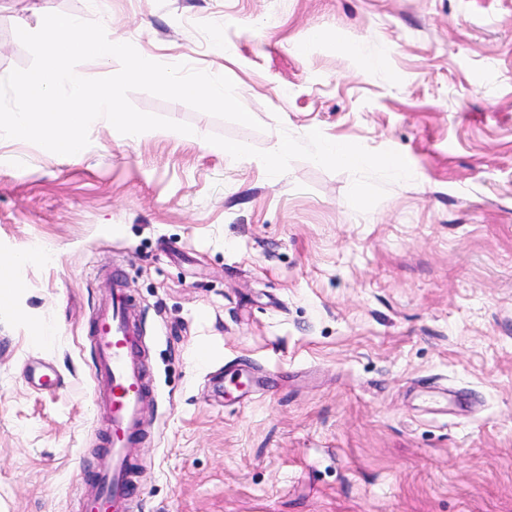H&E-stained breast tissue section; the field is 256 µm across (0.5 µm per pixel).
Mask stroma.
<instances>
[{
	"instance_id": "stroma-1",
	"label": "stroma",
	"mask_w": 512,
	"mask_h": 512,
	"mask_svg": "<svg viewBox=\"0 0 512 512\" xmlns=\"http://www.w3.org/2000/svg\"><path fill=\"white\" fill-rule=\"evenodd\" d=\"M53 12L228 76L262 128L135 91L193 134L0 141V512H81L117 274L154 390L137 512H512V0H0V78ZM34 243L55 261L11 265ZM319 160L337 161L352 166H363L376 162L375 158L361 153L353 144L347 142H326L318 155Z\"/></svg>"
}]
</instances>
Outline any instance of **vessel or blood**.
Listing matches in <instances>:
<instances>
[{
    "label": "vessel or blood",
    "mask_w": 512,
    "mask_h": 512,
    "mask_svg": "<svg viewBox=\"0 0 512 512\" xmlns=\"http://www.w3.org/2000/svg\"><path fill=\"white\" fill-rule=\"evenodd\" d=\"M121 279L90 316L94 356L93 396L105 433V449L83 495L82 512H134L131 450L144 436L142 409L152 392L143 356L142 328Z\"/></svg>",
    "instance_id": "1"
}]
</instances>
